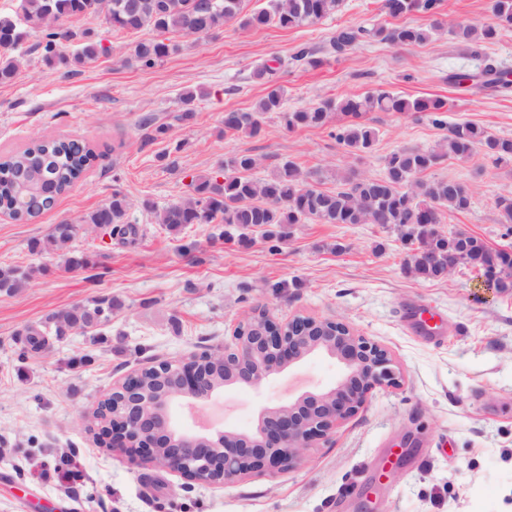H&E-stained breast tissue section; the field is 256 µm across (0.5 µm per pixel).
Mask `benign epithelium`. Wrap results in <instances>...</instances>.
<instances>
[{
    "label": "benign epithelium",
    "mask_w": 512,
    "mask_h": 512,
    "mask_svg": "<svg viewBox=\"0 0 512 512\" xmlns=\"http://www.w3.org/2000/svg\"><path fill=\"white\" fill-rule=\"evenodd\" d=\"M233 337L221 351L166 362L152 393L139 372L112 386L96 411L105 445L132 465L157 464L187 482L229 485L293 468L358 414L373 391L401 385L390 353L342 321L295 316L278 322L259 308L238 322ZM314 352L341 366L336 383L261 409L248 432L190 431L174 420L176 408L199 406L226 386L256 388Z\"/></svg>",
    "instance_id": "obj_1"
}]
</instances>
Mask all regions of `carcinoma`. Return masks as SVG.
<instances>
[{
    "instance_id": "1",
    "label": "carcinoma",
    "mask_w": 512,
    "mask_h": 512,
    "mask_svg": "<svg viewBox=\"0 0 512 512\" xmlns=\"http://www.w3.org/2000/svg\"><path fill=\"white\" fill-rule=\"evenodd\" d=\"M243 0H18L13 15H0V84H10L20 73V49L25 41L36 44L43 61L50 67L85 65L107 52L101 44L85 41L67 55L63 43L76 33L61 27L70 19L105 15L115 30L139 31L149 27L157 37L134 44L131 59L150 68L177 49L168 35L212 34L237 22L243 28H261L275 23L282 28L315 25L337 11L342 0H269V8L243 14ZM380 11L391 19L418 12L431 17L427 26L376 23L344 25L336 29L329 42V53L336 56L361 43L386 42L399 47L426 43L442 27L439 19L442 0H381ZM494 22H458L449 34L465 45L493 42L500 28L512 26V0H490ZM292 60L316 69L324 59L305 47L297 49ZM276 66L263 63L254 69L256 79L265 85V94L251 112L230 110L224 113V134L256 136L262 129L263 115L278 112L290 129L325 127L338 121L334 136L354 155L373 150L377 131L364 117L369 112L431 113L433 122L445 125L440 114L448 111L440 98H409L387 91L363 96L350 95L326 99L315 106L284 110L286 89L277 79L288 61L273 59ZM448 83L471 84L507 94L512 91V72L488 62L478 72L453 73ZM481 150L495 164L512 166V137L489 133L471 122L448 126L438 146L431 149H401L385 158V171L379 177H346L334 190L320 188L321 171L305 172L286 160L266 179L253 176L256 159L236 154L220 168L191 181L192 194L155 212L157 223L178 234L190 224H228L243 229L239 242H252L245 230L265 228L268 237H288V227L306 220L321 224H383L394 227L400 239L412 245L410 270L426 280L442 279L459 266L480 268L500 292L512 291V251L492 250L480 238L463 232L445 235L438 229L445 213L464 212L472 204V192L463 182L448 179L425 181L422 175L444 159H466ZM96 155L85 143L67 138L37 142L0 161V212L14 221H27L65 194L91 167ZM37 177L44 195L34 198L29 209L18 212L13 203L23 187ZM131 201L122 193L83 217L79 223L54 225L46 237L31 243L36 253L58 257L66 271L89 268L93 261L72 248L78 234L103 225L111 234L131 235L128 221ZM32 271L0 267V293L14 295L27 287ZM112 314V299L90 302L48 313L37 325L22 332L25 348L47 349L52 339L67 335L70 327L83 328L107 321Z\"/></svg>"
}]
</instances>
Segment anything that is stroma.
Returning a JSON list of instances; mask_svg holds the SVG:
<instances>
[{"label":"stroma","mask_w":512,"mask_h":512,"mask_svg":"<svg viewBox=\"0 0 512 512\" xmlns=\"http://www.w3.org/2000/svg\"><path fill=\"white\" fill-rule=\"evenodd\" d=\"M382 19L380 0H344L314 26L230 24L205 37L175 36L177 51L144 68L127 58L153 30L115 31L99 15L69 24L102 42L107 52L98 60L68 71L46 66L31 49L19 78L0 85V156L44 136L82 140L96 153L52 208L24 224L0 215V267L36 270L17 295L0 294V512H512V291L486 288L470 267L441 280L416 277L397 231L377 224L310 221L283 241L258 229L244 245L232 226L194 224L175 237L155 221L156 209L190 195L193 177L238 153L256 158V178L290 159L324 171L322 187L333 190L337 176L351 170L382 175L392 151L436 146L450 123L512 137V93H474L448 82L449 74L489 61L512 71V27L475 50L445 28L420 46L373 42L328 56L337 27ZM304 46L325 63L280 72L287 110L387 90L445 99L444 125L425 115L368 113L378 139L360 157L329 128L291 130L276 112L266 114L260 136L222 135L225 111L252 110L265 93L256 65ZM188 90L196 95L195 117L181 122ZM145 115L168 125L167 138L147 139ZM177 141L185 147L171 167L163 155ZM424 178L471 188L470 210L448 214L444 231L512 248L495 207L498 196L512 195V167L478 152L445 159ZM116 191L132 203L137 234H79L72 246L90 254L94 267L63 272L53 255L31 251V241L54 224L81 220ZM104 297L115 302L108 321L55 340L47 352H24L18 335L25 326ZM258 307L280 322L302 315L348 323L391 353L400 387L374 391L295 468L225 486L184 484L155 465H129L98 443L87 416L113 385L159 360L223 349L238 321ZM422 309L442 319L439 338L413 331L409 315ZM338 375L335 360L312 354L260 389L223 391V422L249 430L261 408ZM64 454L70 462H61Z\"/></svg>","instance_id":"35a3bbf8"}]
</instances>
